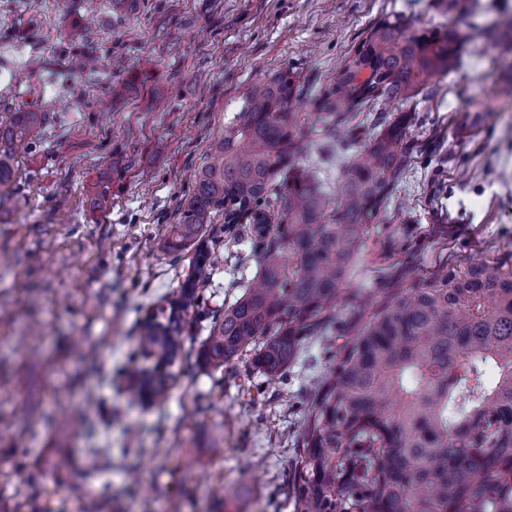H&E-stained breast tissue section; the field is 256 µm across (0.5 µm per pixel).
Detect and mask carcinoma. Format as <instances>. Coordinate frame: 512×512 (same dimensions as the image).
Segmentation results:
<instances>
[{"label": "carcinoma", "instance_id": "carcinoma-1", "mask_svg": "<svg viewBox=\"0 0 512 512\" xmlns=\"http://www.w3.org/2000/svg\"><path fill=\"white\" fill-rule=\"evenodd\" d=\"M460 46L452 27L379 21L322 91L318 128L292 111L301 94L293 73L253 84L235 123L211 142L179 223L167 225L168 250L193 249L195 274L142 325L138 347L164 361L168 378L184 353L183 321L204 314L205 233L219 212L230 239L247 237L259 270L224 311L208 314L200 364L217 371L245 356L279 378L305 339L324 338L327 350L344 339L304 411L295 512H512V256L408 272L338 327L336 305L409 167L411 117L377 119L328 188L296 164L303 140L329 153L355 114L412 102L448 75ZM42 120L17 112L0 123V186L14 144ZM145 392L161 400L167 384L142 370L133 396Z\"/></svg>", "mask_w": 512, "mask_h": 512}]
</instances>
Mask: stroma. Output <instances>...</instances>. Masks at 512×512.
<instances>
[{"mask_svg":"<svg viewBox=\"0 0 512 512\" xmlns=\"http://www.w3.org/2000/svg\"><path fill=\"white\" fill-rule=\"evenodd\" d=\"M452 25L465 42L448 76L411 106L416 149L358 263L337 321L388 287L387 267L512 252V62L499 35L512 0H0V122L43 113L0 188V512H294L288 473L311 387L304 356L269 379L248 358L206 370L205 322L166 401L131 398L142 322L190 272L162 246L208 147L251 87L283 70L298 111L386 15ZM94 65L76 69L75 58ZM106 208L94 207L97 196ZM211 309L256 275L248 242L216 215ZM70 463L54 478L56 461Z\"/></svg>","mask_w":512,"mask_h":512,"instance_id":"obj_1","label":"stroma"}]
</instances>
